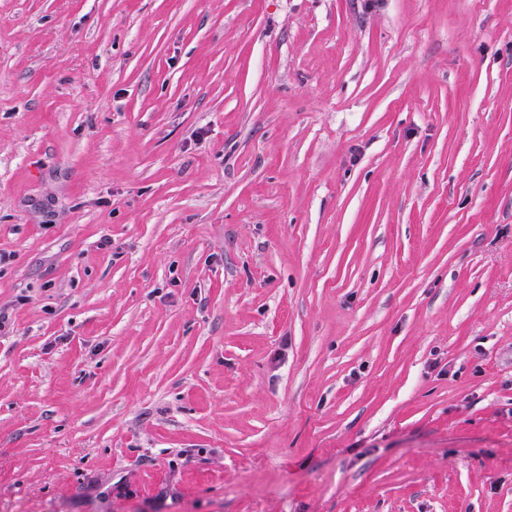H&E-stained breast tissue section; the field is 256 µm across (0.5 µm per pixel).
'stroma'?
Here are the masks:
<instances>
[{
	"label": "stroma",
	"mask_w": 512,
	"mask_h": 512,
	"mask_svg": "<svg viewBox=\"0 0 512 512\" xmlns=\"http://www.w3.org/2000/svg\"><path fill=\"white\" fill-rule=\"evenodd\" d=\"M0 512H512V0H0Z\"/></svg>",
	"instance_id": "1"
}]
</instances>
